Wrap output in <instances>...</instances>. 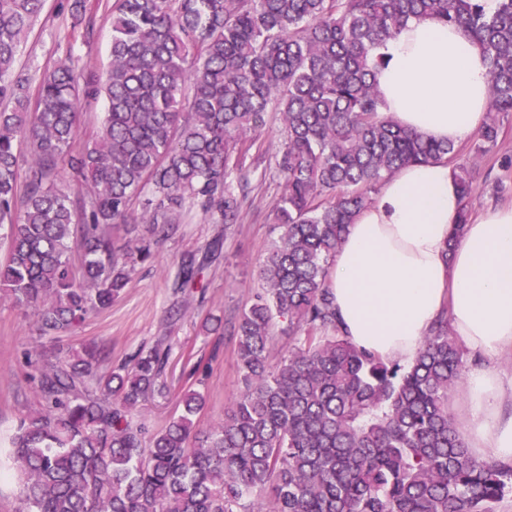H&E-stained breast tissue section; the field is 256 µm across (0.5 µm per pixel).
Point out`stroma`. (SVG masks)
Segmentation results:
<instances>
[{
    "instance_id": "obj_1",
    "label": "stroma",
    "mask_w": 512,
    "mask_h": 512,
    "mask_svg": "<svg viewBox=\"0 0 512 512\" xmlns=\"http://www.w3.org/2000/svg\"><path fill=\"white\" fill-rule=\"evenodd\" d=\"M69 0H46L44 10L20 49V61L30 89H37L44 71L65 56L76 65L102 73L109 63L112 37L109 0H86L73 37ZM470 142L458 144L456 164L473 177L475 191L471 213L512 205V113L500 117L497 146L476 159ZM282 190L276 175L251 192L243 205L242 221L232 229L200 214L188 215L180 224L153 236L152 263L137 266L120 299L109 309L92 315L73 334L55 340L41 338L31 311L0 298V434L8 435L19 419L38 406V398L26 379L27 356L46 350L65 352L98 344L102 350L100 371L108 372L129 362L140 349L157 345L171 354L161 379L162 392L141 407V419L149 431L165 428L178 412V399L191 385H199L206 404L198 417L206 428L224 417L241 391L233 325L241 309L260 288V267L265 250L276 236L274 202ZM221 239L223 248L206 259L208 244ZM205 259L200 287L178 290L172 283L181 256ZM220 319L218 330L205 332L204 318Z\"/></svg>"
}]
</instances>
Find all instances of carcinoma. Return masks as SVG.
Returning <instances> with one entry per match:
<instances>
[{"instance_id": "cac0c4a2", "label": "carcinoma", "mask_w": 512, "mask_h": 512, "mask_svg": "<svg viewBox=\"0 0 512 512\" xmlns=\"http://www.w3.org/2000/svg\"><path fill=\"white\" fill-rule=\"evenodd\" d=\"M44 4L0 0V292L33 310L38 335L79 329L153 261L144 237L115 247L120 227L154 232L193 211L226 229L240 223L243 171L276 96L283 187L263 288L236 321L242 392L224 419L197 430L199 389L181 393V413L160 431L138 419L168 348L102 374L92 347L56 363L30 358L39 407L0 448V466L18 477L19 512H255L266 498L269 512H496L512 464L473 459L448 414L464 363L447 315L413 361H383L342 334L327 277L377 185L457 152L380 114L377 47L428 16L481 44V157L500 114L512 113V0L493 11L483 0H113L103 78L69 58L43 73L32 102L19 48ZM100 95L103 122L76 150L82 103ZM453 175L466 224L473 181L465 168ZM199 271L182 258L174 288ZM280 320L291 345L273 366Z\"/></svg>"}]
</instances>
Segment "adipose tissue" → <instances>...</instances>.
Instances as JSON below:
<instances>
[{
    "mask_svg": "<svg viewBox=\"0 0 512 512\" xmlns=\"http://www.w3.org/2000/svg\"><path fill=\"white\" fill-rule=\"evenodd\" d=\"M381 114L424 138L478 134L489 103L488 61L461 26L409 20L379 48ZM450 166L412 163L355 215L329 269L339 326L383 360L412 361L440 315L465 349L512 354V206L460 223ZM461 436L479 461L512 463V374L469 371Z\"/></svg>",
    "mask_w": 512,
    "mask_h": 512,
    "instance_id": "ef3b65f1",
    "label": "adipose tissue"
}]
</instances>
